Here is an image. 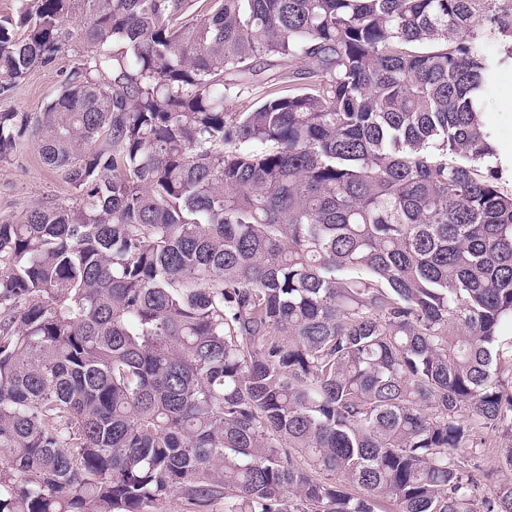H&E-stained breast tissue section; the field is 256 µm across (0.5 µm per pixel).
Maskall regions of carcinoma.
Listing matches in <instances>:
<instances>
[{
    "mask_svg": "<svg viewBox=\"0 0 512 512\" xmlns=\"http://www.w3.org/2000/svg\"><path fill=\"white\" fill-rule=\"evenodd\" d=\"M193 2L0 20V98L74 52L0 162L76 198L0 221V512H512V0ZM512 90V68H504L496 73L486 92L487 108L483 120L498 145L512 149V106H503V94ZM488 440L492 441V446L490 448H479L478 453L475 454V457L472 459L471 463L473 473L479 478L483 473H491L493 477L497 481L501 480H512V473L501 471L499 467V448L497 446H501L502 439H500V435L496 432H487ZM496 446V447H495Z\"/></svg>",
    "mask_w": 512,
    "mask_h": 512,
    "instance_id": "cac0c4a2",
    "label": "carcinoma"
}]
</instances>
